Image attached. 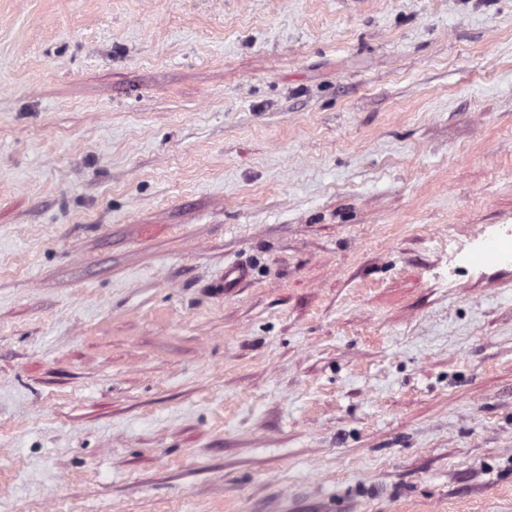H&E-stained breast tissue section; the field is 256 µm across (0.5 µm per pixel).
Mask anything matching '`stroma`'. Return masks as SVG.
<instances>
[{
  "label": "stroma",
  "mask_w": 512,
  "mask_h": 512,
  "mask_svg": "<svg viewBox=\"0 0 512 512\" xmlns=\"http://www.w3.org/2000/svg\"><path fill=\"white\" fill-rule=\"evenodd\" d=\"M478 234L512 0H0V512H512Z\"/></svg>",
  "instance_id": "35a3bbf8"
}]
</instances>
